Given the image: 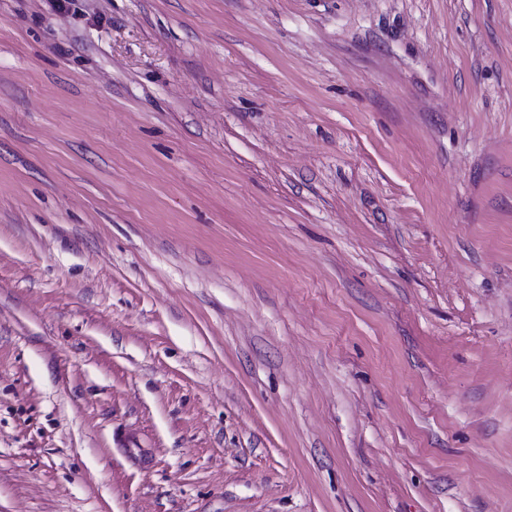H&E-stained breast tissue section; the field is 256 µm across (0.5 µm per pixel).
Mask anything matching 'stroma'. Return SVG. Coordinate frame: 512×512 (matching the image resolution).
Wrapping results in <instances>:
<instances>
[{
  "label": "stroma",
  "instance_id": "1",
  "mask_svg": "<svg viewBox=\"0 0 512 512\" xmlns=\"http://www.w3.org/2000/svg\"><path fill=\"white\" fill-rule=\"evenodd\" d=\"M0 512H512V0H0Z\"/></svg>",
  "mask_w": 512,
  "mask_h": 512
}]
</instances>
